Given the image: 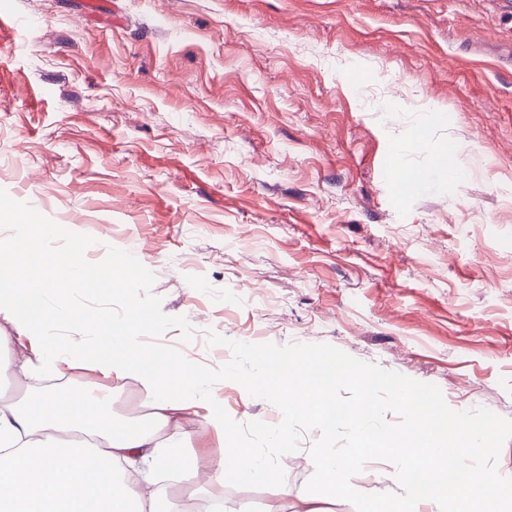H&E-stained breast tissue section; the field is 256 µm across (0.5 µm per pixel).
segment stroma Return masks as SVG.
<instances>
[{
  "label": "stroma",
  "mask_w": 512,
  "mask_h": 512,
  "mask_svg": "<svg viewBox=\"0 0 512 512\" xmlns=\"http://www.w3.org/2000/svg\"><path fill=\"white\" fill-rule=\"evenodd\" d=\"M0 209L138 251L217 369L237 342L329 344L512 419V0H9ZM462 150V177L437 160ZM416 177L398 189L383 161ZM108 378L0 375V395ZM238 423L280 410L238 383ZM318 431L276 485H168L195 512H356L307 492Z\"/></svg>",
  "instance_id": "obj_1"
}]
</instances>
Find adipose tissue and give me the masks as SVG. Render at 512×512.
Returning a JSON list of instances; mask_svg holds the SVG:
<instances>
[{
    "label": "adipose tissue",
    "mask_w": 512,
    "mask_h": 512,
    "mask_svg": "<svg viewBox=\"0 0 512 512\" xmlns=\"http://www.w3.org/2000/svg\"><path fill=\"white\" fill-rule=\"evenodd\" d=\"M12 219L14 235L0 237V317L26 335L35 356L18 366L0 355V374L17 366L28 373L59 361L86 367L116 382L137 381L150 413L141 426L121 422L107 410L111 390L93 395L80 386L62 397L44 393L27 405L1 406L0 512H180L156 488L155 477L162 469L186 481L197 477L198 460L184 446L182 420L188 416L225 441L208 468L214 491L229 479L275 482V469L262 454L229 445L232 426L206 378L142 343L153 326L145 310L133 309L123 319L86 316V325L105 326L113 335L104 355L56 339L54 329L74 315L64 300L82 279V268L57 253L40 261L35 274L21 272L8 260L18 243L36 249L56 240V227L30 223L19 213ZM163 432L170 440H160Z\"/></svg>",
    "instance_id": "adipose-tissue-1"
}]
</instances>
